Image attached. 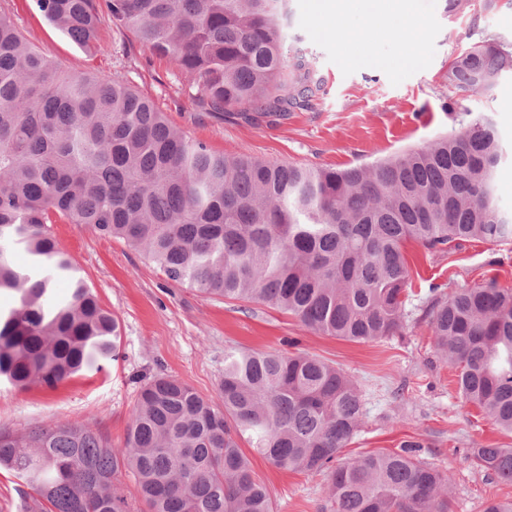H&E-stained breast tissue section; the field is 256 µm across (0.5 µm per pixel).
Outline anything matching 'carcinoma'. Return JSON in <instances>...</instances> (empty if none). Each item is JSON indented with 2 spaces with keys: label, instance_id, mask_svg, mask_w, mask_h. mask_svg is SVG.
<instances>
[{
  "label": "carcinoma",
  "instance_id": "obj_1",
  "mask_svg": "<svg viewBox=\"0 0 512 512\" xmlns=\"http://www.w3.org/2000/svg\"><path fill=\"white\" fill-rule=\"evenodd\" d=\"M291 0H35L81 46L103 15L191 78L207 112L259 122L318 91L287 53ZM512 74V46L472 44L448 66L457 128L343 170L215 153L175 129L120 77L65 74L0 10V380L54 388L117 357L119 332L55 240L85 224L124 240L172 281L256 302L305 328L358 343L401 336L411 267L405 246L445 251L467 239L512 240L494 189L503 151L493 123L462 105ZM30 267L13 262L16 247ZM71 278L56 299L54 276ZM461 402L512 433V289L496 280L435 298L425 310ZM222 408L172 375L143 385L124 444L62 423L0 428V471L21 486V512H273L240 441L279 469L326 471L332 512H448V476L412 451L334 464L358 432L365 399L315 355L224 350ZM512 482V446L471 449ZM134 482L125 490L122 472Z\"/></svg>",
  "mask_w": 512,
  "mask_h": 512
}]
</instances>
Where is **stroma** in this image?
Listing matches in <instances>:
<instances>
[{"instance_id":"stroma-1","label":"stroma","mask_w":512,"mask_h":512,"mask_svg":"<svg viewBox=\"0 0 512 512\" xmlns=\"http://www.w3.org/2000/svg\"><path fill=\"white\" fill-rule=\"evenodd\" d=\"M313 2L292 0L283 42L305 52L322 88L308 109L271 125L249 123L236 112L202 111L187 94L188 77H176L172 62L152 55L131 34H119L110 19L101 22L97 48L88 50L46 21L33 0H0V9L61 70L122 77L152 98L172 126L215 152L336 169L447 135L455 127L449 63L490 36L512 43V0H496L490 11L474 0L455 16L448 0H412L421 34L416 44L379 31L366 18L315 13ZM465 105L496 127L504 150L497 195L501 208L512 212V74ZM51 231L76 276L117 318L118 358L53 389L0 383V427L83 423L100 427L119 446L140 389L154 376H175L218 405L226 347L306 352L345 370L364 394L366 414L340 460L410 442L422 461L448 476L452 512H484L490 502L512 499V483L487 475L470 459L473 448L512 445V434L477 407L462 405L456 372L437 353L425 315L434 297L492 278L512 288V241H469L447 253L407 244L414 272L407 330L356 343L310 332L292 316L257 303L218 299L175 283L124 240L97 235L86 225L57 223ZM249 459L275 512H330L325 473L279 470L254 452Z\"/></svg>"}]
</instances>
